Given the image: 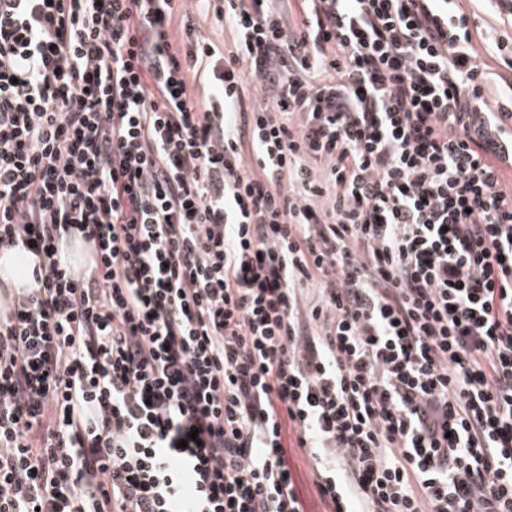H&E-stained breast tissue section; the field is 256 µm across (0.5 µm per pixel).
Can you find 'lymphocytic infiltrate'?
Returning <instances> with one entry per match:
<instances>
[{
  "label": "lymphocytic infiltrate",
  "mask_w": 512,
  "mask_h": 512,
  "mask_svg": "<svg viewBox=\"0 0 512 512\" xmlns=\"http://www.w3.org/2000/svg\"><path fill=\"white\" fill-rule=\"evenodd\" d=\"M205 2L0 0V512H305L287 426L330 512H512V87L452 0ZM185 9L190 17V23L194 26L195 35L208 38L213 43L215 49L226 56L231 51H235L231 28L228 26L224 27L222 22H217L212 10H205L204 7H201L200 2H186L183 5L181 2H176V14L172 32L179 42H183L186 37L183 28L187 23L185 18L182 21V25H180V17ZM60 258L76 273L86 272L94 260L92 247L83 239L81 233H74L64 240L60 248ZM33 260L39 262L38 257L28 253L0 252V310L8 309L18 288H28L30 285Z\"/></svg>",
  "instance_id": "lymphocytic-infiltrate-1"
}]
</instances>
